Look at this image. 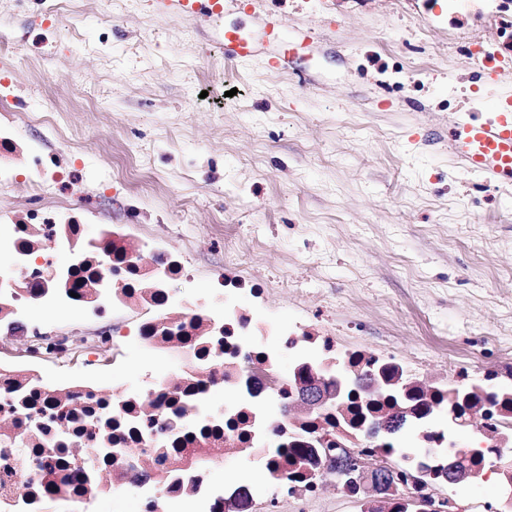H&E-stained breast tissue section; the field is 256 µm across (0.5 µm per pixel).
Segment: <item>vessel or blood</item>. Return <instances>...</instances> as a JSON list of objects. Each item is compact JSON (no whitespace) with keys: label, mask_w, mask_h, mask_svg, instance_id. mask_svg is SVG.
<instances>
[{"label":"vessel or blood","mask_w":512,"mask_h":512,"mask_svg":"<svg viewBox=\"0 0 512 512\" xmlns=\"http://www.w3.org/2000/svg\"><path fill=\"white\" fill-rule=\"evenodd\" d=\"M158 12L192 19L220 16L224 0H155ZM448 147L468 170L490 182H512V97L498 101L491 116L466 112L449 124Z\"/></svg>","instance_id":"vessel-or-blood-1"}]
</instances>
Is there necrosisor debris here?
Here are the masks:
<instances>
[{
	"label": "necrosis or debris",
	"mask_w": 512,
	"mask_h": 512,
	"mask_svg": "<svg viewBox=\"0 0 512 512\" xmlns=\"http://www.w3.org/2000/svg\"><path fill=\"white\" fill-rule=\"evenodd\" d=\"M64 125L63 113L36 111L16 95L8 81H0V189L6 190L26 170L31 206L0 207V250L9 254L0 264V328L21 325L26 336L42 335L30 320L33 307L73 305L74 297L60 291L58 282L90 280L97 309H111L114 317L109 344L94 334L62 340L55 359L62 366L86 370L100 367L127 340L123 328L129 313H136L132 334L152 349L177 347L188 362L181 373L164 381H146L143 388L112 401V484L136 491L139 512H150L158 499L197 500L200 512H235L226 495L209 490L202 471L175 464L181 449L201 448L203 436L216 447L247 451L261 463L270 480V500L287 495L306 504L322 493L317 470L290 471L288 460L322 434L350 443L346 426L352 406L380 404V397L364 393L341 399L321 412L293 416L289 377L279 370L284 354L293 353L302 364L324 378L344 377L370 365L395 363L386 348L368 351L342 343L336 322L321 314L319 325L285 323L268 316L271 281L256 280L240 263L224 274L221 289L192 300L181 299L177 285L191 274L189 256L160 246L154 237L137 236L134 228L118 225L94 240H85L94 214L84 213L71 198H51L50 189L62 182L58 155H30L19 129L22 121ZM68 256L58 266L55 256ZM11 365L0 366V447L13 454L0 456V512L21 507L39 512L41 495L22 490L13 472L21 444L30 440L26 415L8 413L3 403L12 396ZM230 400L214 406L216 390ZM484 418L466 446L467 455H481L480 472L496 457L504 440L512 439V411L485 400ZM453 445L447 428L427 427L418 434L420 455L404 461V468H435L448 461Z\"/></svg>",
	"instance_id": "4bbe7bcc"
}]
</instances>
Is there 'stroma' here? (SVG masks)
Segmentation results:
<instances>
[{"mask_svg":"<svg viewBox=\"0 0 512 512\" xmlns=\"http://www.w3.org/2000/svg\"><path fill=\"white\" fill-rule=\"evenodd\" d=\"M71 23L45 0H0V67L17 93L68 116L62 136L24 127L62 153L104 224L189 252L192 297L222 287L230 261L271 280L281 319L328 309L342 341L392 344L404 365L477 353L512 331V183H489L448 153V117L512 95V12L494 0H227L219 17L157 14L152 0H77ZM279 18L270 29L268 14ZM238 33L250 56L228 61ZM509 61L496 85L475 41ZM238 238L224 252L214 225ZM447 328L450 341L431 340ZM177 358L130 351L94 377L106 392ZM206 481L266 493L248 454L214 449Z\"/></svg>","mask_w":512,"mask_h":512,"instance_id":"obj_1","label":"stroma"}]
</instances>
